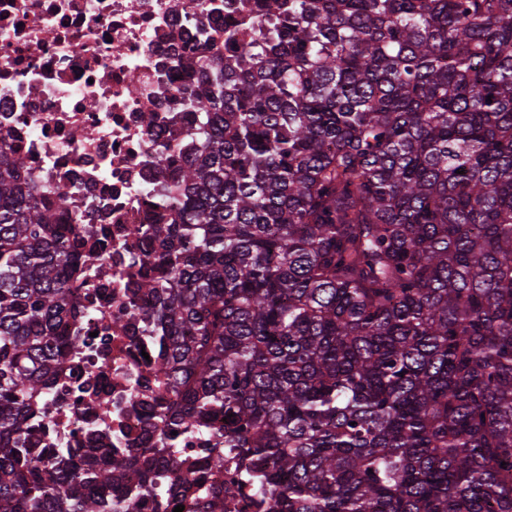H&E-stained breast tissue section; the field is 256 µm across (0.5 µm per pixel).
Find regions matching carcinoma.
I'll list each match as a JSON object with an SVG mask.
<instances>
[{
	"label": "carcinoma",
	"mask_w": 512,
	"mask_h": 512,
	"mask_svg": "<svg viewBox=\"0 0 512 512\" xmlns=\"http://www.w3.org/2000/svg\"><path fill=\"white\" fill-rule=\"evenodd\" d=\"M191 63L195 111L137 293L162 439L193 466L32 448L76 314L61 200L0 154V512H119L224 470L269 512H512V0H258ZM141 476L127 487L124 476ZM224 512V486L185 505Z\"/></svg>",
	"instance_id": "cac0c4a2"
}]
</instances>
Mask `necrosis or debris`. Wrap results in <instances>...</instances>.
<instances>
[{"instance_id":"obj_1","label":"necrosis or debris","mask_w":512,"mask_h":512,"mask_svg":"<svg viewBox=\"0 0 512 512\" xmlns=\"http://www.w3.org/2000/svg\"><path fill=\"white\" fill-rule=\"evenodd\" d=\"M223 24L210 0H0V149L25 156L36 188L64 193L80 253L77 315L62 329L78 345L37 401L39 447H156L186 465L224 426L164 446L147 431L160 350L132 307L145 262L132 227L156 221V190L176 176L159 164L160 146L178 145L191 124L178 89ZM219 484L226 512H261L238 469L208 474L188 494Z\"/></svg>"}]
</instances>
